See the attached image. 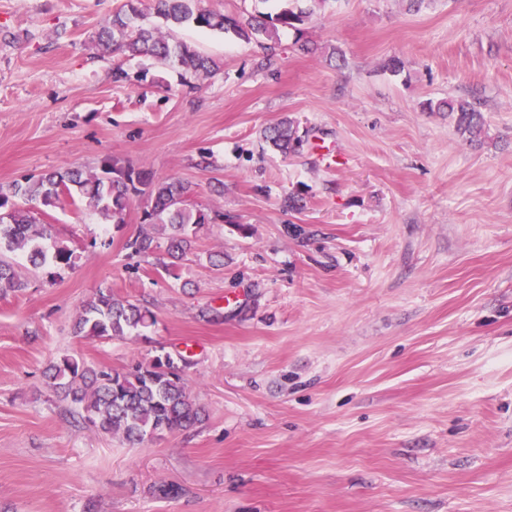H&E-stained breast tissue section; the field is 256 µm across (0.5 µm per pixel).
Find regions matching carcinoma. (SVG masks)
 <instances>
[{"instance_id": "carcinoma-1", "label": "carcinoma", "mask_w": 512, "mask_h": 512, "mask_svg": "<svg viewBox=\"0 0 512 512\" xmlns=\"http://www.w3.org/2000/svg\"><path fill=\"white\" fill-rule=\"evenodd\" d=\"M278 11L266 18L250 15L229 16L205 6V0H150V13L156 22L144 23L147 14L140 9L142 0H125L112 19L96 33V43L108 51L117 45L131 58H148L155 65L180 68L195 75H211L218 65L192 46L174 39L179 28L231 32L246 42H256L268 50L279 45L280 32L288 29L302 37L310 11L301 0H278ZM448 113L457 131L470 140L483 130V117L474 103L450 99L437 105ZM263 140L272 150L286 156L303 145L299 123L288 118L266 128ZM106 173L117 178L100 177L80 167L52 170L37 178L15 181L0 188V252L25 256L35 267L50 262L71 267L76 256L65 247L48 254L42 240L50 236L49 226L38 222L37 207L73 204L79 198L98 210L114 224L124 223L130 195L148 196L149 209L144 220L151 230H142L127 241L136 255L150 256L164 251L157 265L173 278L191 251L188 228L205 224L234 223L233 217L205 211L192 203L194 186L176 178L153 181L148 174L134 171L117 158L102 164ZM164 235L165 242L159 241ZM24 286L14 267L0 261V293L18 291ZM155 323L154 313L131 300H120L110 291H99L87 301L75 318V335L88 339H111L139 333ZM183 357L157 356L138 363L125 372H112L88 366L74 358H64L49 368L53 391L80 409L85 427L105 434H122L130 444L160 437L175 430L188 429L201 421L202 408L192 399L183 377Z\"/></svg>"}]
</instances>
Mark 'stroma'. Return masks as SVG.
I'll return each mask as SVG.
<instances>
[{"label": "stroma", "mask_w": 512, "mask_h": 512, "mask_svg": "<svg viewBox=\"0 0 512 512\" xmlns=\"http://www.w3.org/2000/svg\"><path fill=\"white\" fill-rule=\"evenodd\" d=\"M123 2L0 0V186L113 156L234 221L197 229L176 280L126 247L146 195L120 224L40 208L76 261L5 256L25 287L0 297V512H512V0H321L315 51L283 33L268 68L185 27L219 66L188 81L99 50ZM448 98L478 103L480 140L430 110ZM286 117L304 143L284 157L261 133ZM101 289L155 325L74 336ZM166 353L204 415L136 447L44 376Z\"/></svg>", "instance_id": "35a3bbf8"}]
</instances>
